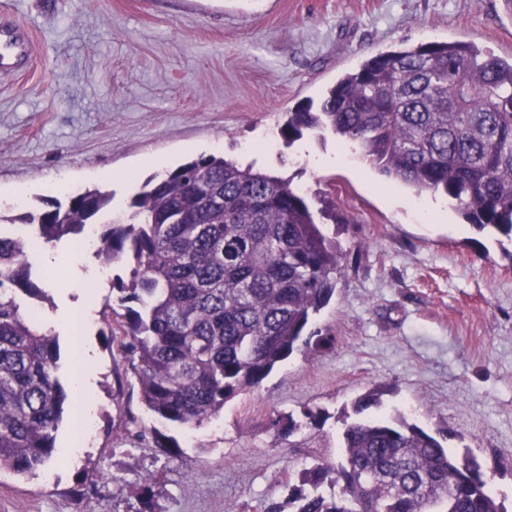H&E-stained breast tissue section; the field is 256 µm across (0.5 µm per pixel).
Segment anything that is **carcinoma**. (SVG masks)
<instances>
[{
    "instance_id": "obj_1",
    "label": "carcinoma",
    "mask_w": 512,
    "mask_h": 512,
    "mask_svg": "<svg viewBox=\"0 0 512 512\" xmlns=\"http://www.w3.org/2000/svg\"><path fill=\"white\" fill-rule=\"evenodd\" d=\"M355 144L389 180L419 197L447 194L463 217L512 239V60L463 42L381 52L346 73L317 108L280 128ZM112 195L86 189L20 217L28 237L0 234V472L34 475L53 457L68 393L56 336L21 310L43 294L31 254L86 233ZM92 256L130 262L112 284L139 399L197 428L259 386L299 343L343 276L341 249L289 180L201 156L149 177L131 213L98 232ZM370 390L354 412L380 403ZM340 464L301 470L294 512H505L468 453H454L404 417L359 419Z\"/></svg>"
}]
</instances>
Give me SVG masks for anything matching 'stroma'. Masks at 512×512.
Instances as JSON below:
<instances>
[{
	"instance_id": "obj_1",
	"label": "stroma",
	"mask_w": 512,
	"mask_h": 512,
	"mask_svg": "<svg viewBox=\"0 0 512 512\" xmlns=\"http://www.w3.org/2000/svg\"><path fill=\"white\" fill-rule=\"evenodd\" d=\"M0 25L31 54L0 69V211L18 215L88 188L129 212L139 183L221 152L290 180L342 247L344 275L301 349L190 430L140 405L130 356L110 334L112 281L68 241L46 247L59 273L34 309L71 392L52 460L0 474V512H263L287 505L288 476L340 457L342 419L369 416L467 448L512 512V241L468 224L442 194L412 196L330 134L287 142L279 128L369 56L463 40L512 58L507 0H0ZM24 197H17V190ZM84 316L67 322L66 309ZM90 352L87 398L72 356ZM324 420L282 438L273 417ZM93 434L72 441L82 421ZM178 446L163 453L155 434ZM152 481L151 501L140 497Z\"/></svg>"
}]
</instances>
